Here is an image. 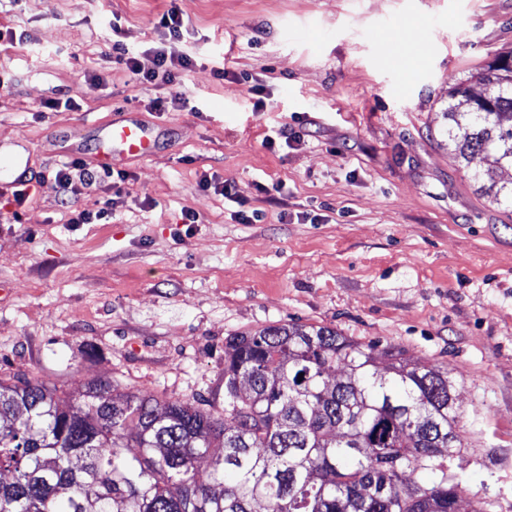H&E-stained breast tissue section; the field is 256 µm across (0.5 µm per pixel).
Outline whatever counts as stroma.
I'll return each instance as SVG.
<instances>
[{
	"label": "stroma",
	"mask_w": 512,
	"mask_h": 512,
	"mask_svg": "<svg viewBox=\"0 0 512 512\" xmlns=\"http://www.w3.org/2000/svg\"><path fill=\"white\" fill-rule=\"evenodd\" d=\"M174 3L192 64L139 82L112 41L154 69ZM1 26L26 43L0 46V156L15 153L29 185L20 204L0 191V373L75 402L93 381L220 400L228 336L331 326L448 372L460 498L512 512V211L484 191L512 170L461 165L443 116L449 88L512 49V0H0ZM69 98L73 110L47 107ZM121 112L156 150L123 163L110 219L71 223L110 186L67 206L53 172L96 167ZM282 129L301 141L268 145ZM212 174L241 203L202 189Z\"/></svg>",
	"instance_id": "35a3bbf8"
}]
</instances>
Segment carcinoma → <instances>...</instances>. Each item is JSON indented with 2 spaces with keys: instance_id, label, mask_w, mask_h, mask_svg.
<instances>
[{
  "instance_id": "carcinoma-1",
  "label": "carcinoma",
  "mask_w": 512,
  "mask_h": 512,
  "mask_svg": "<svg viewBox=\"0 0 512 512\" xmlns=\"http://www.w3.org/2000/svg\"><path fill=\"white\" fill-rule=\"evenodd\" d=\"M476 81L448 91V143L511 169L512 51ZM489 191L512 209V184ZM458 417L448 373L324 325L227 337L222 405L102 381L74 403L18 371L0 377V512H455Z\"/></svg>"
}]
</instances>
